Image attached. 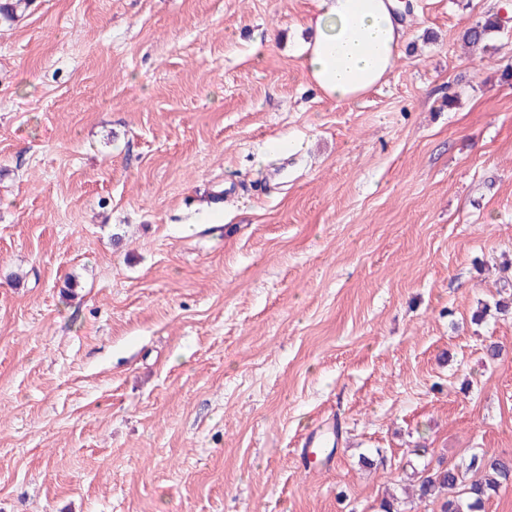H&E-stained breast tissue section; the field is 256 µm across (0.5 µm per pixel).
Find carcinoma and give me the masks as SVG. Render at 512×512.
Instances as JSON below:
<instances>
[{"label":"carcinoma","instance_id":"carcinoma-1","mask_svg":"<svg viewBox=\"0 0 512 512\" xmlns=\"http://www.w3.org/2000/svg\"><path fill=\"white\" fill-rule=\"evenodd\" d=\"M29 0H0V16L17 17ZM501 30L498 14L490 13L462 35L465 44L478 47ZM512 484V457L488 452L470 456L464 468L429 463L415 473V496L420 501L442 500L441 512H483L485 502L507 484Z\"/></svg>","mask_w":512,"mask_h":512}]
</instances>
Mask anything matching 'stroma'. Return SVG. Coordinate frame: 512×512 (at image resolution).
I'll return each instance as SVG.
<instances>
[{
  "mask_svg": "<svg viewBox=\"0 0 512 512\" xmlns=\"http://www.w3.org/2000/svg\"><path fill=\"white\" fill-rule=\"evenodd\" d=\"M409 3L344 103L315 0L0 19V512H379L512 456V314L471 319L512 283V23L461 41L512 0ZM501 30V24L497 13L486 14L482 20L468 28L462 35L465 44L472 47L488 46L487 41L494 32Z\"/></svg>",
  "mask_w": 512,
  "mask_h": 512,
  "instance_id": "35a3bbf8",
  "label": "stroma"
}]
</instances>
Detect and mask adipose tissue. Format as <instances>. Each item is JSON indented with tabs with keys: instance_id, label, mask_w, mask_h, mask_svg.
I'll list each match as a JSON object with an SVG mask.
<instances>
[{
	"instance_id": "adipose-tissue-1",
	"label": "adipose tissue",
	"mask_w": 512,
	"mask_h": 512,
	"mask_svg": "<svg viewBox=\"0 0 512 512\" xmlns=\"http://www.w3.org/2000/svg\"><path fill=\"white\" fill-rule=\"evenodd\" d=\"M298 57L331 101L349 102L392 72L402 37L394 0H318Z\"/></svg>"
}]
</instances>
